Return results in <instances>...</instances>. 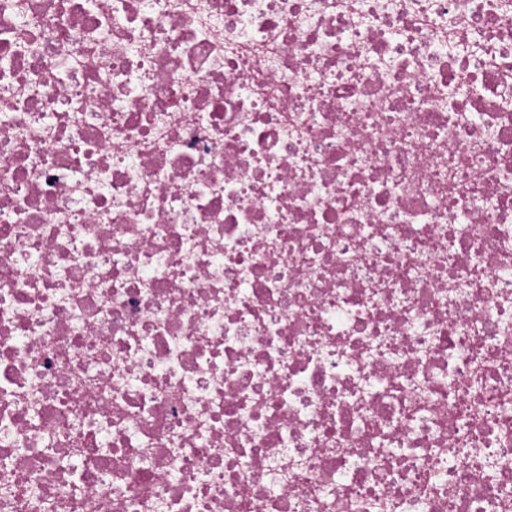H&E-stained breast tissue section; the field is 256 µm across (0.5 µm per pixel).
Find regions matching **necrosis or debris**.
<instances>
[{"mask_svg": "<svg viewBox=\"0 0 512 512\" xmlns=\"http://www.w3.org/2000/svg\"><path fill=\"white\" fill-rule=\"evenodd\" d=\"M0 512H512V0H0Z\"/></svg>", "mask_w": 512, "mask_h": 512, "instance_id": "obj_1", "label": "necrosis or debris"}]
</instances>
